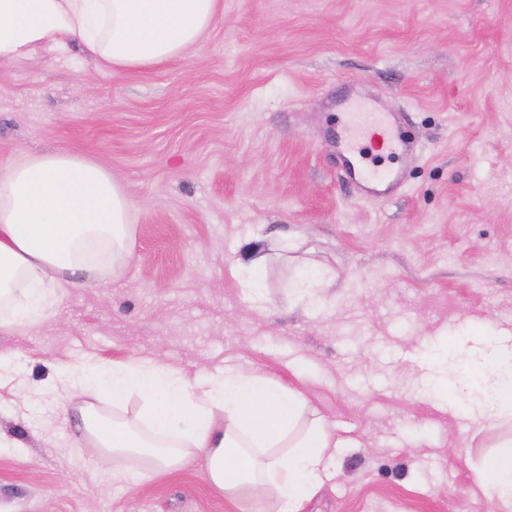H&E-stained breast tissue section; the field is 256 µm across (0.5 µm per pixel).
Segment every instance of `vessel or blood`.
<instances>
[{"label": "vessel or blood", "instance_id": "1", "mask_svg": "<svg viewBox=\"0 0 512 512\" xmlns=\"http://www.w3.org/2000/svg\"><path fill=\"white\" fill-rule=\"evenodd\" d=\"M336 107L346 112L348 121L339 136V160L343 171L359 188L361 196L375 198L388 195L403 182L401 169L378 172L366 164L368 151L378 153L408 149L391 112L382 101L353 92L336 100Z\"/></svg>", "mask_w": 512, "mask_h": 512}]
</instances>
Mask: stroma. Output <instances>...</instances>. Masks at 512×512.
Returning a JSON list of instances; mask_svg holds the SVG:
<instances>
[{"mask_svg":"<svg viewBox=\"0 0 512 512\" xmlns=\"http://www.w3.org/2000/svg\"><path fill=\"white\" fill-rule=\"evenodd\" d=\"M185 58L106 79L96 58L37 51L0 73V162L63 152L137 203L134 259L37 324L0 329V512H256L202 460L144 474L78 450L81 408L136 420L61 383L86 359L157 357L187 375L253 367L331 425L327 477L300 512H506L475 476L503 429L475 433L430 363L512 334V0H221ZM406 115L417 148L389 199L343 172L336 98ZM287 235L265 310L238 270L253 232ZM125 480L109 482L115 465Z\"/></svg>","mask_w":512,"mask_h":512,"instance_id":"obj_1","label":"stroma"}]
</instances>
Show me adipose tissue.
<instances>
[{"label":"adipose tissue","mask_w":512,"mask_h":512,"mask_svg":"<svg viewBox=\"0 0 512 512\" xmlns=\"http://www.w3.org/2000/svg\"><path fill=\"white\" fill-rule=\"evenodd\" d=\"M220 15V0H0V68L44 49L88 48L109 77L183 57ZM135 202L111 171L67 153L29 154L0 165V328L36 323L72 288H95L133 260ZM494 399L474 377L449 368L470 392L464 417L477 429L512 422V344L486 339L478 351ZM76 391L104 394L119 407L139 397L136 426L82 416L76 447L147 458L152 469L203 460L212 486L249 492L270 512H297L328 468V423L307 416L295 389L262 372L228 366L188 377L154 358L88 359L63 370ZM483 491L512 507V451L477 477Z\"/></svg>","instance_id":"adipose-tissue-1"}]
</instances>
